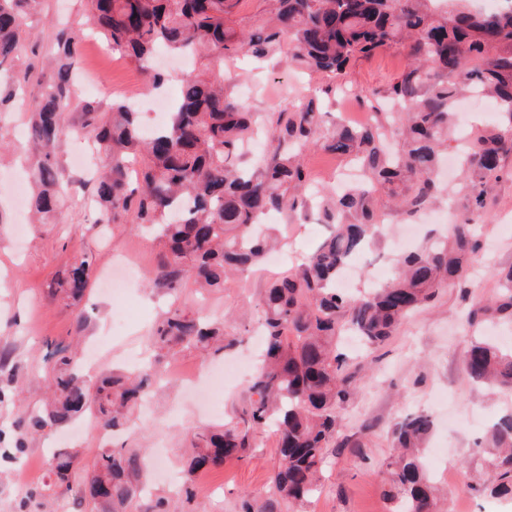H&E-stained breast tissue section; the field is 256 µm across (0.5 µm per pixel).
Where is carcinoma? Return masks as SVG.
Instances as JSON below:
<instances>
[{"label":"carcinoma","instance_id":"obj_1","mask_svg":"<svg viewBox=\"0 0 512 512\" xmlns=\"http://www.w3.org/2000/svg\"><path fill=\"white\" fill-rule=\"evenodd\" d=\"M237 2L85 0L112 48L137 62L148 61L159 48L189 55L199 73L183 80L167 122L151 131L142 128L139 113L126 101L112 103L105 113L86 104L82 112L106 159L94 189L99 222L122 220L151 229L162 246L158 279L171 290L186 282L222 288L234 272L264 263L274 241L254 228L269 215L310 208L306 149L348 156L362 169V183L343 192L320 191L324 222L334 231L297 268L271 282L262 301L265 350L259 372L224 423L200 429L189 440L190 476L248 460L253 434L274 425L280 464L260 512H305L328 449L358 446L340 432L341 410L360 371L336 351L341 333L351 330L370 349L383 345L441 289L466 283L470 255L480 243L474 225L456 224L450 235L407 254L395 276L368 293L336 287L344 266L379 238L389 204L414 215L435 202L436 171L459 97L474 93L497 104L494 125L458 142L474 209L487 216L489 187L512 175L503 165L512 155V0H500L490 12L469 0H272L269 15L241 30L234 21ZM38 6L39 0H0V71L10 68L19 52L23 14ZM81 42L59 31L60 64L26 103L37 157L38 189L30 206L45 219L55 216L65 194L58 149L68 132L71 59ZM400 46L407 49L408 62L385 94L401 111L376 115L364 126L338 121L326 127L314 97L253 112L226 88L224 62L241 55L256 61L278 56L290 68L339 77L356 60ZM92 264L85 257L66 269L50 295L80 299ZM497 277L495 300L471 309L469 323L512 319V268ZM150 340L159 351L179 347L212 354L238 342L224 324L178 308L157 323ZM48 369V404L14 431L15 460L25 453L30 434L86 412L105 429L134 427L133 410L161 372L146 364L92 382L80 373L77 351L69 347L56 348ZM464 370L474 383L512 392V349L472 336ZM433 430L434 419L425 413L405 417L393 430L398 453L385 495L399 502V512H437L424 464ZM478 453L487 479L468 483L467 489L512 497L511 412L490 426ZM79 455L74 448L52 457L56 484L66 491L72 490ZM144 468L135 451L103 448L81 498H89L98 512H173L167 498L143 501Z\"/></svg>","mask_w":512,"mask_h":512}]
</instances>
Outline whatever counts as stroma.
I'll list each match as a JSON object with an SVG mask.
<instances>
[{"label":"stroma","instance_id":"obj_1","mask_svg":"<svg viewBox=\"0 0 512 512\" xmlns=\"http://www.w3.org/2000/svg\"><path fill=\"white\" fill-rule=\"evenodd\" d=\"M82 14L80 0H42L39 12L26 17L25 28L31 37L22 42L13 67L18 75L27 69L32 72L34 80L24 86V94L36 92L37 80L49 78L58 31L75 27ZM405 61L406 51L399 47L358 60L338 78L294 71L275 61L258 67L241 59L225 63L224 69L231 75L232 93L252 111L270 112L313 92L328 113L327 123H334L342 111L355 123L367 110L359 92L384 90ZM75 72L88 76L97 88L91 91L76 84L74 103L89 104L102 112L134 93L142 98L140 111L146 114L156 97L142 67L98 35L84 37ZM67 118L70 131L58 150L59 166L70 179L64 203L54 219L39 221L29 216L21 222L8 197L14 191V180L29 179L34 164L26 137L28 114L19 101L0 106V141L9 145L0 153V353L10 354L8 364L0 363V388L12 393L0 403V432L6 434L46 402L51 344L88 346L107 331L112 313L119 307L96 282L77 303L49 298L47 288L59 271L87 255L93 259L97 276L123 256L130 257L140 270L131 285L137 307L124 334L113 338L111 352L100 357L94 369L100 375L126 365L128 350L138 348L144 356H151L153 326L174 308L203 311L212 319L225 320L228 334L243 335L245 326L258 324L261 298L270 278L296 267L329 231L314 210L287 218L275 216L272 230L282 237L280 264L234 276L224 287L207 292L190 285L170 291L156 280L159 254L147 233L126 224L101 227L97 211L81 205V198L91 195L93 184L70 167V157L84 131L80 113H68ZM304 164L321 188L334 187L350 169L346 158L319 148L305 152ZM487 202L492 220L477 225L484 247L472 257V276L466 287L441 290L428 309L407 319L377 350L363 348L353 337L345 338L346 353L364 365L365 377L344 405L341 430L355 436L360 445L336 449L328 456L321 488L308 512H395L394 503L384 495L394 455L391 429L401 418L417 413L432 414L435 431L430 442L443 449L442 454L424 456L428 472L441 490L439 512H512L511 500L473 494L464 486L465 481L482 478L475 441L500 416L512 411V393L480 391L464 372L469 334L466 315L495 296L494 270L512 266V177L493 184ZM78 311L87 318L80 328L73 320ZM239 397V391L227 392L218 411L206 413L176 383L152 396L149 414L136 419L135 434H106L87 426L81 417L69 426L34 435L20 461L0 462V512H94L91 503H77L74 493L55 487L49 452L54 448L84 449L85 466L100 449L115 442L149 455L160 454L172 475H149L151 493L180 499L183 484H190L192 512H238L245 498L261 505L279 462L273 429L258 433V446L249 461L228 462L198 471L190 480L182 478L188 435L223 422ZM84 466L75 473V485L88 478ZM452 471L461 477L460 485H449Z\"/></svg>","mask_w":512,"mask_h":512}]
</instances>
